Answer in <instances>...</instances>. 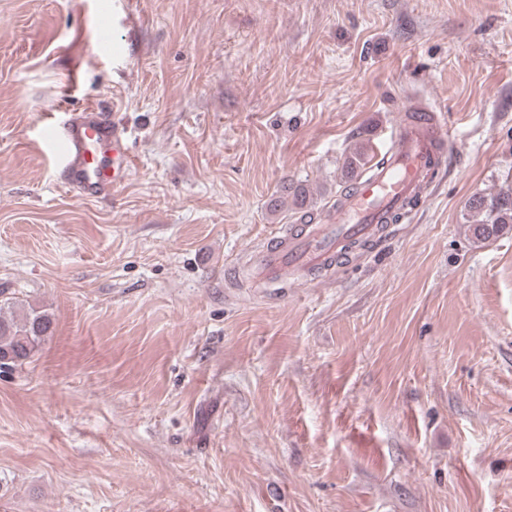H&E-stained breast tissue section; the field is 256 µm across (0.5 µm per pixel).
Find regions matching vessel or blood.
Listing matches in <instances>:
<instances>
[{
  "instance_id": "b4317fda",
  "label": "vessel or blood",
  "mask_w": 512,
  "mask_h": 512,
  "mask_svg": "<svg viewBox=\"0 0 512 512\" xmlns=\"http://www.w3.org/2000/svg\"><path fill=\"white\" fill-rule=\"evenodd\" d=\"M48 120L54 167L81 197H96L124 182L132 158L126 131L111 113L89 109L63 119L52 114ZM448 141L446 126L429 110L394 125L365 180L318 219L280 230L255 251V276L275 280L291 271L309 272L334 264L351 243H379L447 167Z\"/></svg>"
}]
</instances>
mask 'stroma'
Wrapping results in <instances>:
<instances>
[{"label": "stroma", "mask_w": 512, "mask_h": 512, "mask_svg": "<svg viewBox=\"0 0 512 512\" xmlns=\"http://www.w3.org/2000/svg\"><path fill=\"white\" fill-rule=\"evenodd\" d=\"M109 30L111 51L100 48ZM451 164L388 240L248 281L411 104ZM134 167L81 198L52 112ZM512 0H0V290L53 335L0 372V512H512ZM47 121L55 147L51 154L54 168L81 197L112 192L124 182L132 158L126 131L111 113L89 109L69 112L63 120L50 114ZM108 152L110 163L102 165L99 156ZM468 211L477 217L470 224L477 240L499 237L512 230V185L501 186L496 194H475L468 201Z\"/></svg>", "instance_id": "35a3bbf8"}]
</instances>
